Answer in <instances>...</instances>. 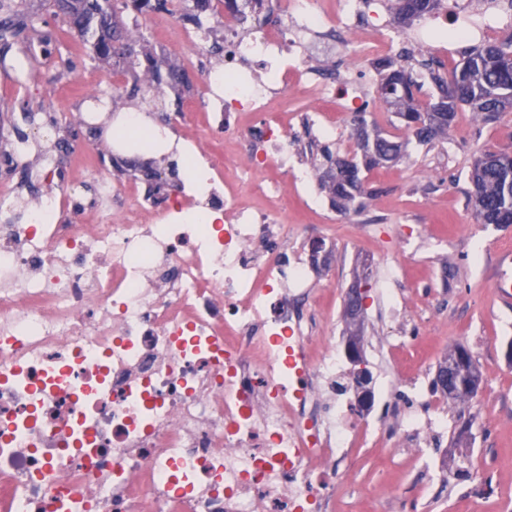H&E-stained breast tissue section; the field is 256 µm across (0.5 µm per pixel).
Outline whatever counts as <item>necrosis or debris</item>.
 I'll use <instances>...</instances> for the list:
<instances>
[{
  "label": "necrosis or debris",
  "mask_w": 512,
  "mask_h": 512,
  "mask_svg": "<svg viewBox=\"0 0 512 512\" xmlns=\"http://www.w3.org/2000/svg\"><path fill=\"white\" fill-rule=\"evenodd\" d=\"M241 8L224 2L205 108L266 207L239 201L188 113L205 193L158 202L103 179L82 222L62 224L66 198L20 211L0 187V512H332L355 446L389 430L379 396L363 406L339 383L335 337L314 333L307 257L272 246L307 184L281 96L320 102L315 123L341 134L370 81L318 74L304 51L345 34L379 60L392 22L381 0H277V21L245 34Z\"/></svg>",
  "instance_id": "necrosis-or-debris-1"
}]
</instances>
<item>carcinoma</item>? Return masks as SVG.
Returning a JSON list of instances; mask_svg holds the SVG:
<instances>
[{"mask_svg": "<svg viewBox=\"0 0 512 512\" xmlns=\"http://www.w3.org/2000/svg\"><path fill=\"white\" fill-rule=\"evenodd\" d=\"M442 0H394L396 22L407 25L438 9ZM52 11L62 17L70 33L90 46L102 60L114 58L109 49L127 52L133 59L136 50L122 37L121 10L125 0H49ZM27 27L23 0H0V44L10 41ZM412 53L404 51L395 58L376 63L379 74L376 94L388 110L400 120L405 138H400L368 122L366 113L354 117L352 154L332 158L322 150L329 166L322 172L320 187L334 207L348 214L359 211L366 195L364 172L403 158L407 145L414 141L428 145L448 135L459 109L491 120L501 112L512 111V37L506 41L485 42L470 48L463 62L453 70L452 79L435 77L438 95L423 103L421 84L406 64ZM146 71L152 80L162 83L173 69L161 59L145 56ZM468 205L479 224L504 227L512 224V148L483 151L474 161Z\"/></svg>", "mask_w": 512, "mask_h": 512, "instance_id": "1", "label": "carcinoma"}]
</instances>
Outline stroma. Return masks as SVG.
I'll return each mask as SVG.
<instances>
[{
  "instance_id": "stroma-1",
  "label": "stroma",
  "mask_w": 512,
  "mask_h": 512,
  "mask_svg": "<svg viewBox=\"0 0 512 512\" xmlns=\"http://www.w3.org/2000/svg\"><path fill=\"white\" fill-rule=\"evenodd\" d=\"M26 13L31 27L12 40L0 63V186H13L19 208L62 194L69 200L64 221L72 224L95 202L100 179L118 186L132 182L131 173L112 162L118 148L112 132L132 113L160 136L152 155L158 177L142 182L143 192L159 198L184 179L179 116L188 99L203 96L200 73L224 66L223 22L211 25L199 55L190 59L175 43L149 37L150 13L124 11V24L137 25L147 52L193 73L189 86L173 89L150 86L143 69L126 72L115 61L93 58L87 46L66 36L47 0H26ZM89 75L106 98L93 135L79 122L82 81ZM314 108L311 99L294 94L282 103L299 122L294 145L317 195L314 160L322 148L336 154L341 146L310 128ZM26 109L36 114L34 124L24 127L33 148L19 162L12 125ZM62 141L97 158V172L75 179L57 151ZM510 144L512 112L491 122L460 117L447 138L409 144L398 163L369 172L358 215L346 218L331 207L313 212L302 197H290L283 221L298 244L324 238L333 245L329 264L312 267L310 277L315 302H335L337 334L347 332L345 289L361 270L369 271L362 336L377 351L394 396L403 397L417 377L430 386L438 364L459 344L484 382L477 397L449 404L447 426L427 433L423 451L400 441L355 449L339 481L336 512H503L512 502V309L502 308L494 295L497 254L512 251V226L478 224L466 206L479 151ZM387 286L393 293L386 304L380 290Z\"/></svg>"
}]
</instances>
